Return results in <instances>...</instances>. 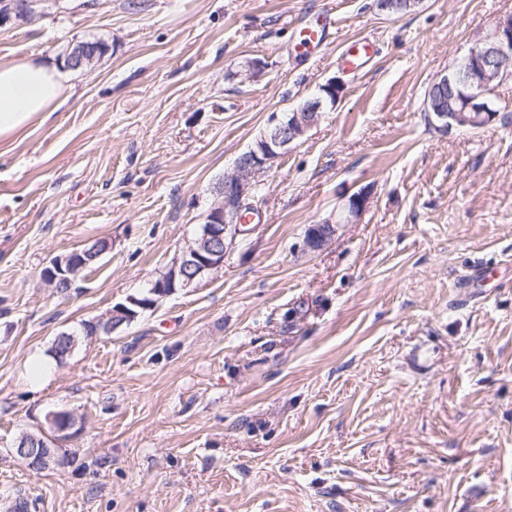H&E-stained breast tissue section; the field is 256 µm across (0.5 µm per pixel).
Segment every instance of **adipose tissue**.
Listing matches in <instances>:
<instances>
[{
    "mask_svg": "<svg viewBox=\"0 0 512 512\" xmlns=\"http://www.w3.org/2000/svg\"><path fill=\"white\" fill-rule=\"evenodd\" d=\"M70 74L33 61L0 59V141L46 123L66 98Z\"/></svg>",
    "mask_w": 512,
    "mask_h": 512,
    "instance_id": "obj_1",
    "label": "adipose tissue"
}]
</instances>
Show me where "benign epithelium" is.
<instances>
[{"label": "benign epithelium", "instance_id": "benign-epithelium-1", "mask_svg": "<svg viewBox=\"0 0 512 512\" xmlns=\"http://www.w3.org/2000/svg\"><path fill=\"white\" fill-rule=\"evenodd\" d=\"M97 56L96 47L76 50L69 56L73 67L88 65ZM468 65L456 75L442 76L434 85L450 87L456 80L465 88L459 102L460 109L453 112L437 102L434 104L436 119L446 131L481 120L489 125L496 112L491 108L488 96L494 90L491 83L503 80L512 66V16L495 23L492 32L479 39L477 47L465 56ZM340 84L334 80L319 87L316 95L307 99L296 109L281 115H270L266 128L254 145L240 154L231 171L214 187L215 199L205 215L198 235L182 252L173 258L165 272L152 280L147 293L133 297L126 304H117L101 317L84 324V329L95 335L133 322L141 312L155 308L163 299L189 288L196 287L210 274L224 266V255L234 247L238 237L244 234L245 221L241 218L246 208L252 207L259 176L280 155L299 143L315 127L324 111L325 95L336 97ZM370 197L357 192L348 198V204L336 213V220H326L313 227L306 238L311 250L320 248L335 232L334 224H349L368 207ZM105 253V250H75L50 260L42 271L43 281L51 288H71L82 278L89 265ZM75 424L73 415L65 410L52 411L46 417V430L40 445L33 448L13 446V452L23 459L28 468L41 472L63 466L66 459L58 455L56 443L66 439Z\"/></svg>", "mask_w": 512, "mask_h": 512}]
</instances>
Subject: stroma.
Instances as JSON below:
<instances>
[{
    "instance_id": "1",
    "label": "stroma",
    "mask_w": 512,
    "mask_h": 512,
    "mask_svg": "<svg viewBox=\"0 0 512 512\" xmlns=\"http://www.w3.org/2000/svg\"><path fill=\"white\" fill-rule=\"evenodd\" d=\"M512 0H0V58L71 70L67 103L0 142V510L512 512V77L495 121L441 131L425 96ZM331 15L322 49L299 26ZM372 35L378 54L344 69ZM252 58L264 73L242 80ZM342 95L272 163L248 234L131 324L234 159L318 86ZM372 197L321 250L311 225ZM97 239L76 288L41 272ZM74 334L57 358L56 337ZM39 384H32L33 374ZM54 410L64 467L12 451ZM378 46L370 36H362L350 43L342 55L343 65L354 73L362 70L363 65L376 55Z\"/></svg>"
}]
</instances>
